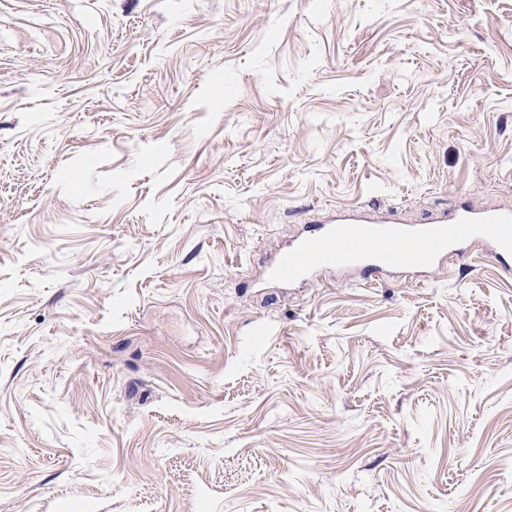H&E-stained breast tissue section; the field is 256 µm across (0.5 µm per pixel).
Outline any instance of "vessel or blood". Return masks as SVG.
Here are the masks:
<instances>
[{"label":"vessel or blood","mask_w":512,"mask_h":512,"mask_svg":"<svg viewBox=\"0 0 512 512\" xmlns=\"http://www.w3.org/2000/svg\"><path fill=\"white\" fill-rule=\"evenodd\" d=\"M477 247L499 260L512 256L511 208L463 206L445 218L416 225L354 209L278 251L266 266V276L291 286L328 270L427 273Z\"/></svg>","instance_id":"1"}]
</instances>
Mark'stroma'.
Returning <instances> with one entry per match:
<instances>
[{
  "label": "stroma",
  "instance_id": "1",
  "mask_svg": "<svg viewBox=\"0 0 512 512\" xmlns=\"http://www.w3.org/2000/svg\"><path fill=\"white\" fill-rule=\"evenodd\" d=\"M464 203L512 0H0V512H512V269L263 279Z\"/></svg>",
  "mask_w": 512,
  "mask_h": 512
}]
</instances>
